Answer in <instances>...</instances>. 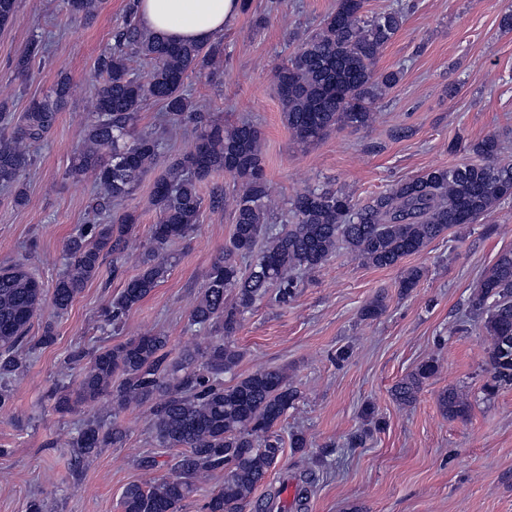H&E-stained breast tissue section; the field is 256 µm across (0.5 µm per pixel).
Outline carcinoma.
<instances>
[{
    "label": "carcinoma",
    "mask_w": 512,
    "mask_h": 512,
    "mask_svg": "<svg viewBox=\"0 0 512 512\" xmlns=\"http://www.w3.org/2000/svg\"><path fill=\"white\" fill-rule=\"evenodd\" d=\"M64 5L88 17L98 0H64ZM403 23L399 9L368 16L365 0H336V10L320 29L299 41L274 72L283 118L297 144L306 146L336 128L359 130L373 123L380 91L400 79L397 71H379L377 62ZM43 51L41 41L32 40L16 63L17 74L25 75ZM136 58L148 61L150 70L137 71ZM223 60L221 38L207 44L175 42L143 31L127 16L112 48L94 64V107L65 171L66 177L89 178L102 190L88 205L93 222L68 241L65 269L49 294L24 262L0 267L1 382L20 370L31 322L45 300L62 314L98 275L103 257L112 256V274L123 267L126 244L136 235L141 215L114 212L112 203L130 197L164 154L158 137L135 131L146 103H160L174 122L192 121L196 137L192 148L171 159L154 181L156 220L139 257V273L110 303L108 321L121 322L165 279L172 259L168 245L187 238L199 224L201 184L221 172L233 180L232 236L215 256L190 312L191 325L215 335L175 363L168 361V338L160 333L92 355L79 351L73 359L87 361L86 366L72 383L48 393L58 413L103 404L117 414L147 404L155 444L181 449L171 476L124 489L122 512H179L216 471L224 472V484L209 492L203 512H245L280 461L284 437L278 426L299 398L287 371L261 368L224 384V374L241 358L231 337L244 313L265 299L288 302L304 276L320 270L339 249L366 266L395 267L512 198V159L502 157L498 141L488 136L467 146L476 160L430 169L363 205L343 191L308 189L289 201L290 225L272 224L259 129L245 121L226 127L210 113L196 111L186 93L191 78L217 75ZM72 92L70 80L60 79L43 98L32 100L15 124L11 113L0 110V189L12 192L14 205L27 200L20 181L35 162L32 145L52 129ZM239 257L254 262L243 269ZM421 277L418 267L403 271L400 293L412 291ZM471 311L490 338L486 365L492 383L486 391L491 393L512 383V249L502 251L477 283ZM437 372L434 361L420 364L395 386L396 401L415 402ZM116 375L120 382L114 385ZM437 401L450 419L468 414L467 398L454 387L441 391ZM126 437L117 420L97 416L87 419L66 445L83 458L100 448H122Z\"/></svg>",
    "instance_id": "obj_1"
}]
</instances>
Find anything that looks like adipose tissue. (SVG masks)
I'll list each match as a JSON object with an SVG mask.
<instances>
[{
    "mask_svg": "<svg viewBox=\"0 0 512 512\" xmlns=\"http://www.w3.org/2000/svg\"><path fill=\"white\" fill-rule=\"evenodd\" d=\"M242 9V0H137L136 20L147 31L176 42L209 43Z\"/></svg>",
    "mask_w": 512,
    "mask_h": 512,
    "instance_id": "ef3b65f1",
    "label": "adipose tissue"
}]
</instances>
